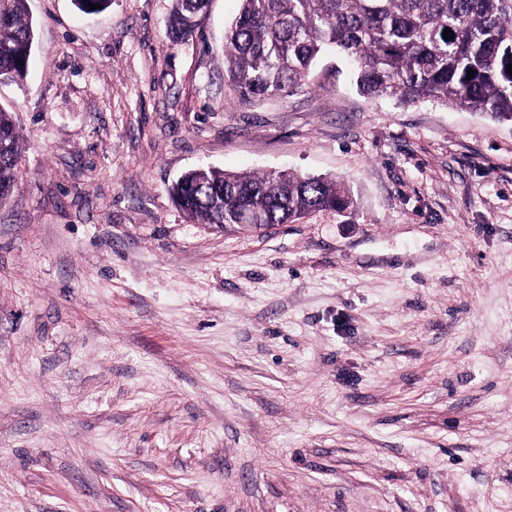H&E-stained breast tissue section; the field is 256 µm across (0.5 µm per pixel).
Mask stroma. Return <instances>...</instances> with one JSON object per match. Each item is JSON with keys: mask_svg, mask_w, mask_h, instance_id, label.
Segmentation results:
<instances>
[{"mask_svg": "<svg viewBox=\"0 0 512 512\" xmlns=\"http://www.w3.org/2000/svg\"><path fill=\"white\" fill-rule=\"evenodd\" d=\"M27 0L0 82V512H512V124L360 94L342 56L245 102L211 0ZM201 166L348 213L187 220ZM33 40V25L26 10V0H0L1 80L22 81L26 77ZM209 0H174L169 27L173 43L182 42L196 34ZM21 140L11 115L0 108V200L16 186L15 162Z\"/></svg>", "mask_w": 512, "mask_h": 512, "instance_id": "stroma-1", "label": "stroma"}]
</instances>
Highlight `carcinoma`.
<instances>
[{
	"label": "carcinoma",
	"instance_id": "1",
	"mask_svg": "<svg viewBox=\"0 0 512 512\" xmlns=\"http://www.w3.org/2000/svg\"><path fill=\"white\" fill-rule=\"evenodd\" d=\"M225 31L227 74L244 100L289 94L307 85L329 51L349 58L359 91L399 102L433 101L512 122V0H241ZM209 0H174L172 42L196 34ZM450 29L454 38L445 40ZM34 32L26 0H0V79L23 80ZM475 76L467 78L468 69ZM21 135L0 109V200L16 186ZM189 221L239 225L248 210L265 224H290L311 209L354 205L335 179L268 170L257 175L200 167L170 187Z\"/></svg>",
	"mask_w": 512,
	"mask_h": 512
}]
</instances>
